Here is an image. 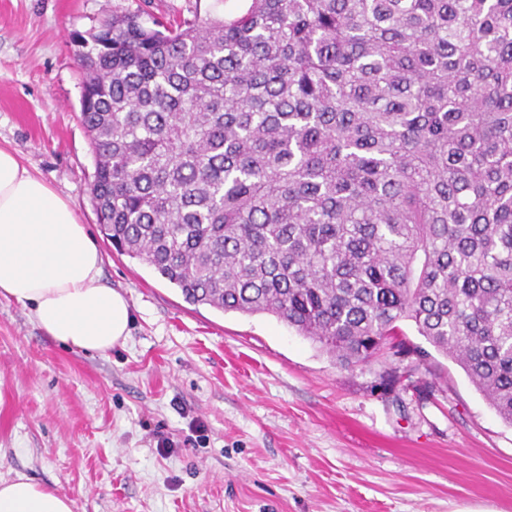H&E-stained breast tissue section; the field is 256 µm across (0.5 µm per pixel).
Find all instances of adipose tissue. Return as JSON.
<instances>
[{
	"label": "adipose tissue",
	"instance_id": "obj_1",
	"mask_svg": "<svg viewBox=\"0 0 512 512\" xmlns=\"http://www.w3.org/2000/svg\"><path fill=\"white\" fill-rule=\"evenodd\" d=\"M102 263L71 204L0 148V297L51 339L103 354L126 342L133 317ZM0 512H72V503L18 473L0 477Z\"/></svg>",
	"mask_w": 512,
	"mask_h": 512
}]
</instances>
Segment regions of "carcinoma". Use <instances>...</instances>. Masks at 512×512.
<instances>
[{
	"instance_id": "obj_1",
	"label": "carcinoma",
	"mask_w": 512,
	"mask_h": 512,
	"mask_svg": "<svg viewBox=\"0 0 512 512\" xmlns=\"http://www.w3.org/2000/svg\"><path fill=\"white\" fill-rule=\"evenodd\" d=\"M104 236L341 368L430 352L512 426V0H252L74 38Z\"/></svg>"
}]
</instances>
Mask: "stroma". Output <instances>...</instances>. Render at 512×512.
I'll list each match as a JSON object with an SVG mask.
<instances>
[{
  "mask_svg": "<svg viewBox=\"0 0 512 512\" xmlns=\"http://www.w3.org/2000/svg\"><path fill=\"white\" fill-rule=\"evenodd\" d=\"M231 0H0V147L75 208L128 299L106 354L45 336L0 298V475L73 512H512V426L432 353L430 397L384 393L267 314L185 301L117 254L92 201L75 34L107 15L225 17Z\"/></svg>",
  "mask_w": 512,
  "mask_h": 512,
  "instance_id": "35a3bbf8",
  "label": "stroma"
}]
</instances>
